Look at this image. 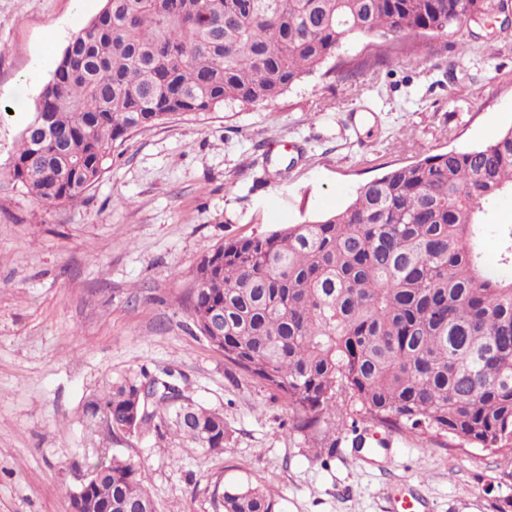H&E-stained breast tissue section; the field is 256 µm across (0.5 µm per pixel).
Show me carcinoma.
Masks as SVG:
<instances>
[{"label": "carcinoma", "instance_id": "obj_1", "mask_svg": "<svg viewBox=\"0 0 512 512\" xmlns=\"http://www.w3.org/2000/svg\"><path fill=\"white\" fill-rule=\"evenodd\" d=\"M491 12L488 0H105L66 46L27 119L8 175L36 200L73 203L112 165L117 142L175 115L268 103L348 41L346 79L406 41ZM512 193V128L475 149L431 154L360 184L334 214L230 239L204 253L185 306L199 335L288 405L292 429L336 447L347 422L477 448L512 466V277L486 262L482 215ZM512 265V225L497 229ZM224 320V335L208 325ZM146 369L110 385L108 431L167 432L224 451V414L184 396L145 404ZM83 512H155L141 472L86 460ZM217 512H278L234 486Z\"/></svg>", "mask_w": 512, "mask_h": 512}]
</instances>
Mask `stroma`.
Segmentation results:
<instances>
[{
  "instance_id": "1",
  "label": "stroma",
  "mask_w": 512,
  "mask_h": 512,
  "mask_svg": "<svg viewBox=\"0 0 512 512\" xmlns=\"http://www.w3.org/2000/svg\"><path fill=\"white\" fill-rule=\"evenodd\" d=\"M103 0H0V512H69L85 458L141 468L156 512H215L238 484L281 512H512L496 456L412 433L344 428L333 449L292 430L287 404L196 335L184 299L201 254L342 207L390 167L481 146L512 127V28L467 19L346 80L334 61L262 106L176 116L130 135L81 202L7 182L28 113ZM170 371L223 413L224 451L108 434L87 414L112 380Z\"/></svg>"
}]
</instances>
